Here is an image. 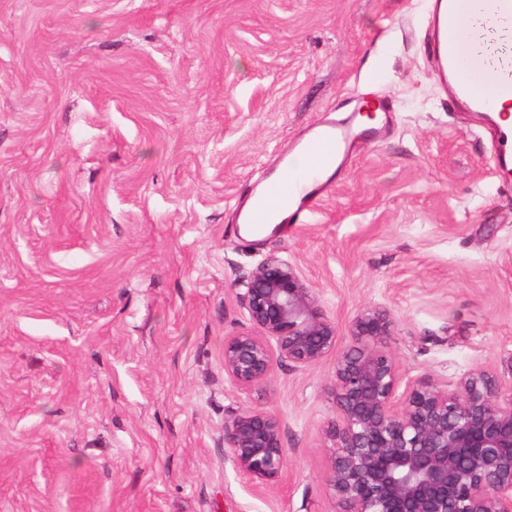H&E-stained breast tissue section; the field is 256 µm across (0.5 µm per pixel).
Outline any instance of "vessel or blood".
Instances as JSON below:
<instances>
[{
  "mask_svg": "<svg viewBox=\"0 0 512 512\" xmlns=\"http://www.w3.org/2000/svg\"><path fill=\"white\" fill-rule=\"evenodd\" d=\"M512 0H434L433 32L426 45L451 96L479 114L493 133L495 175L512 187V124L499 109L512 97ZM353 124L320 121L297 139L303 165L281 158L279 172L262 181L240 209L241 223L262 228L282 206L294 224L307 223L333 187L324 171L340 165L354 146Z\"/></svg>",
  "mask_w": 512,
  "mask_h": 512,
  "instance_id": "1",
  "label": "vessel or blood"
}]
</instances>
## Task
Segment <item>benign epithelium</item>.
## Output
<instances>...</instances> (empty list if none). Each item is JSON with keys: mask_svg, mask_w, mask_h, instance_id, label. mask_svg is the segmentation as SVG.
<instances>
[{"mask_svg": "<svg viewBox=\"0 0 512 512\" xmlns=\"http://www.w3.org/2000/svg\"><path fill=\"white\" fill-rule=\"evenodd\" d=\"M242 300L252 330L224 338V376L233 384L261 390L277 360L313 367L336 354L324 473L336 512H512V396L502 397L496 370L472 372L452 391L425 379L399 391L390 312L361 309L352 344L339 351L312 288L276 258L255 269ZM223 441L233 464L263 484L286 463L283 423L272 412L235 413Z\"/></svg>", "mask_w": 512, "mask_h": 512, "instance_id": "benign-epithelium-1", "label": "benign epithelium"}]
</instances>
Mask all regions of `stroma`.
<instances>
[{
  "label": "stroma",
  "mask_w": 512,
  "mask_h": 512,
  "mask_svg": "<svg viewBox=\"0 0 512 512\" xmlns=\"http://www.w3.org/2000/svg\"><path fill=\"white\" fill-rule=\"evenodd\" d=\"M431 0H0V512H334L335 356L224 376L244 283L293 266L340 347L368 306L408 379L512 381V188L425 52ZM362 137L305 224L234 209L308 127ZM284 424L278 481L238 470L232 412Z\"/></svg>",
  "instance_id": "stroma-1"
}]
</instances>
